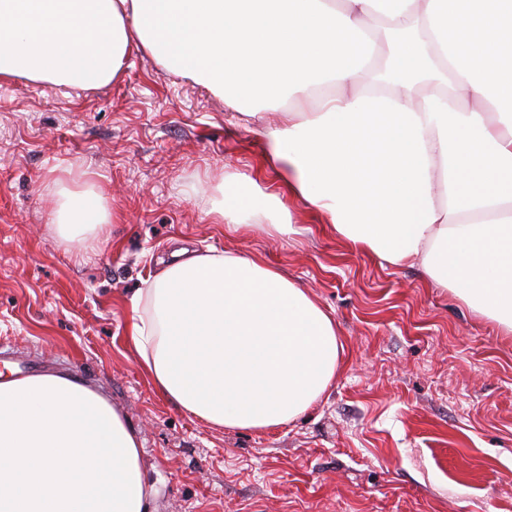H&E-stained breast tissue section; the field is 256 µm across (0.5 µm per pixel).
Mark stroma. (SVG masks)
I'll return each mask as SVG.
<instances>
[{
	"label": "stroma",
	"mask_w": 512,
	"mask_h": 512,
	"mask_svg": "<svg viewBox=\"0 0 512 512\" xmlns=\"http://www.w3.org/2000/svg\"><path fill=\"white\" fill-rule=\"evenodd\" d=\"M264 147L222 98L141 52L96 90L1 85L0 373L65 369L101 387L160 480L151 512H512V334L293 197L288 233L212 223L230 175L278 190ZM59 178L102 186L118 222L61 243ZM176 239L264 259L334 318L344 361L303 416L214 429L142 374L130 300Z\"/></svg>",
	"instance_id": "35a3bbf8"
}]
</instances>
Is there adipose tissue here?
<instances>
[{"mask_svg":"<svg viewBox=\"0 0 512 512\" xmlns=\"http://www.w3.org/2000/svg\"><path fill=\"white\" fill-rule=\"evenodd\" d=\"M400 33L385 72L367 23ZM206 85L261 130L266 159L338 237L415 266L512 334V0H0V85L93 89L132 54ZM67 244L118 216L94 183L55 180ZM210 210L239 231L281 207L229 177ZM129 343L156 391L216 429L265 431L318 402L344 345L304 288L234 250L175 249L131 301ZM141 441L64 371L0 380V512H151Z\"/></svg>","mask_w":512,"mask_h":512,"instance_id":"adipose-tissue-1","label":"adipose tissue"}]
</instances>
